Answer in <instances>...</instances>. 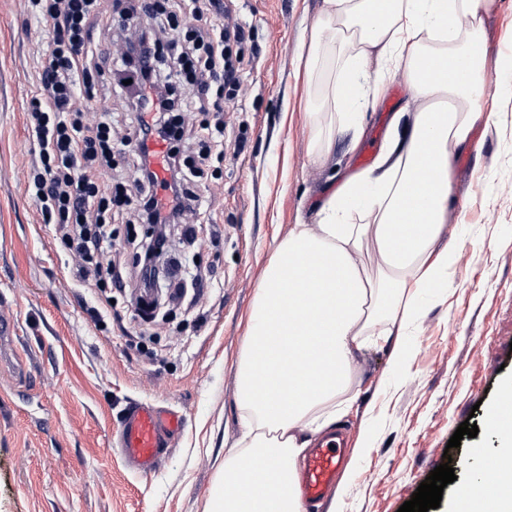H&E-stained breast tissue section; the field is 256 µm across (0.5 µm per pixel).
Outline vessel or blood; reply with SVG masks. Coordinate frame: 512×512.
<instances>
[{"label":"vessel or blood","instance_id":"1","mask_svg":"<svg viewBox=\"0 0 512 512\" xmlns=\"http://www.w3.org/2000/svg\"><path fill=\"white\" fill-rule=\"evenodd\" d=\"M183 419L176 411L153 401H136L128 407L114 436L115 447L133 472H155L161 455L179 435ZM342 451L328 440L314 448L300 476V491L308 504L323 501L336 483Z\"/></svg>","mask_w":512,"mask_h":512}]
</instances>
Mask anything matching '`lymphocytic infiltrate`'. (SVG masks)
<instances>
[{
  "mask_svg": "<svg viewBox=\"0 0 512 512\" xmlns=\"http://www.w3.org/2000/svg\"><path fill=\"white\" fill-rule=\"evenodd\" d=\"M24 7L52 36L37 57V91L26 113L36 145L28 188L44 223L55 225L72 254L74 279L86 288L101 284L114 213L136 207L141 223L153 228L136 251L138 285L150 287L158 271L146 268L148 254L166 253L170 226L200 213V197L189 184L201 177L212 154L224 151V97L239 89L245 31L225 18L223 0H128L113 24L141 21L139 35L126 41L124 53L101 60L91 50L90 29L103 19V0H24ZM107 75L128 82L132 93L124 136L114 129L111 113L87 116ZM181 84L213 105L211 118L190 133L174 118L189 106L177 92ZM187 133L193 145L184 150L180 142ZM151 138L168 146L166 178L151 167ZM117 151L132 156L137 176L132 184L112 187L101 175Z\"/></svg>",
  "mask_w": 512,
  "mask_h": 512,
  "instance_id": "1",
  "label": "lymphocytic infiltrate"
}]
</instances>
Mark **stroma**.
<instances>
[{
  "mask_svg": "<svg viewBox=\"0 0 512 512\" xmlns=\"http://www.w3.org/2000/svg\"><path fill=\"white\" fill-rule=\"evenodd\" d=\"M322 0H235L249 38L241 88L226 102L224 154L212 158L200 194L208 222L193 241L171 232L167 262L200 270L202 282L148 320L129 290L77 287L69 256L27 190L34 150L26 128L32 53L49 37L22 0H0V317L20 337L0 338V512H206L224 455L241 432L236 364L262 272L293 225L315 224L349 176L375 167L396 113L417 102L403 75L372 58L384 93L359 130L337 132L329 153L309 150V113L322 111L334 56L313 77L299 54ZM484 72L497 107L473 147L454 162L457 203L442 244L448 285L420 294L418 316L399 338L400 359L373 344L352 368L355 399L336 424L345 467L331 496L306 512H398L450 453L456 480L436 512H452L479 457L504 443L494 426L512 394V0L484 19ZM112 263L129 278L141 225L112 223ZM113 306H106V298ZM152 400L184 417L159 468L130 471L110 441L128 405ZM479 432L460 447V423Z\"/></svg>",
  "mask_w": 512,
  "mask_h": 512,
  "instance_id": "stroma-1",
  "label": "stroma"
}]
</instances>
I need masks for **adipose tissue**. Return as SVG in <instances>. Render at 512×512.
<instances>
[{"label": "adipose tissue", "instance_id": "obj_1", "mask_svg": "<svg viewBox=\"0 0 512 512\" xmlns=\"http://www.w3.org/2000/svg\"><path fill=\"white\" fill-rule=\"evenodd\" d=\"M492 0H324L307 44L343 58L331 100L355 125L379 54L404 70L421 106L374 169L348 178L315 224H296L265 268L239 366L243 433L209 512H303L297 462L352 401V365L373 336L409 323L420 291L448 269L438 241L455 203L452 163L488 123L480 48ZM366 221L350 223L352 213Z\"/></svg>", "mask_w": 512, "mask_h": 512}]
</instances>
